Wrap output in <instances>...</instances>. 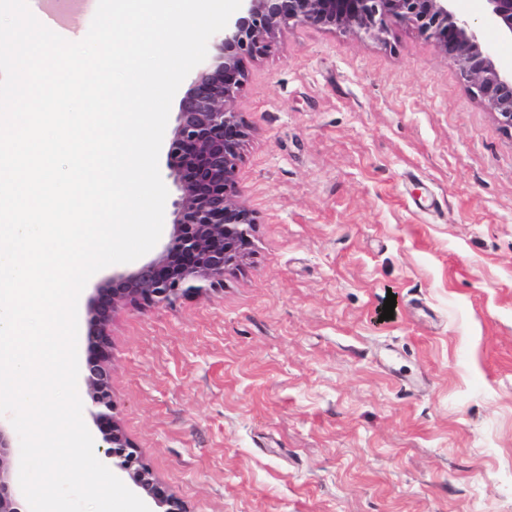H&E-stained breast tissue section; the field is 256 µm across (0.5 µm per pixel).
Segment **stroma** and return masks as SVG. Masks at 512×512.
<instances>
[{
	"label": "stroma",
	"mask_w": 512,
	"mask_h": 512,
	"mask_svg": "<svg viewBox=\"0 0 512 512\" xmlns=\"http://www.w3.org/2000/svg\"><path fill=\"white\" fill-rule=\"evenodd\" d=\"M243 67L247 263L79 364L184 512H512V134L406 27Z\"/></svg>",
	"instance_id": "obj_1"
}]
</instances>
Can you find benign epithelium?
Listing matches in <instances>:
<instances>
[{
  "instance_id": "obj_1",
  "label": "benign epithelium",
  "mask_w": 512,
  "mask_h": 512,
  "mask_svg": "<svg viewBox=\"0 0 512 512\" xmlns=\"http://www.w3.org/2000/svg\"><path fill=\"white\" fill-rule=\"evenodd\" d=\"M459 0H242L227 27L213 35L209 56L197 66L181 98L173 129L177 166L171 168L179 191L173 201V232L153 259L115 273L100 291L119 303L171 304L186 295L224 284V271L239 265L254 223L238 202L235 169L247 126L229 103L244 80L241 58L270 54L277 34L291 25L337 28L386 41L391 28L404 26L434 41L474 96L512 133V65L502 63L499 45L512 43V0H482L477 18L459 12ZM496 35L486 39L485 32ZM88 338L108 343L111 306L90 299ZM90 414L100 429L95 449L128 474L156 504H162L150 470L113 420L112 365L102 358L84 368ZM10 437L0 425V512H20L11 488Z\"/></svg>"
}]
</instances>
